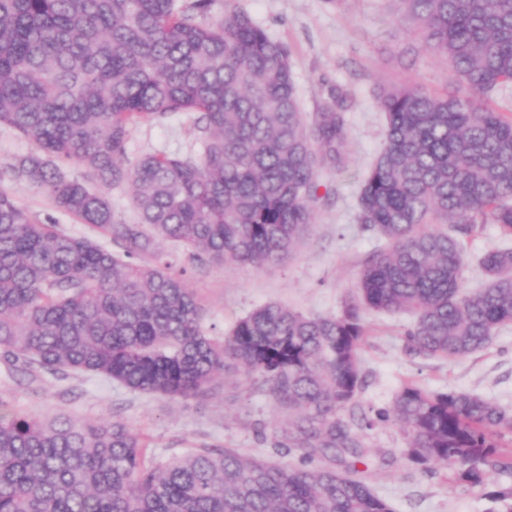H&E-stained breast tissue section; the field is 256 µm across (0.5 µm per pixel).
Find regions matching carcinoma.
<instances>
[{"mask_svg":"<svg viewBox=\"0 0 512 512\" xmlns=\"http://www.w3.org/2000/svg\"><path fill=\"white\" fill-rule=\"evenodd\" d=\"M218 0H0V126L35 153L7 166L54 207L110 236L44 223L0 186V360L32 378L101 376L132 392L207 396L244 370L288 413L272 448L297 465L203 447L166 464L120 421L32 418L0 398V512H394L359 476L366 437L394 418L417 463L472 485L512 473V411L464 391L404 384L391 408L365 410L364 313L407 314L415 355L460 359L512 324V246L477 257L482 288L463 287L467 244L493 224L512 241V114L489 103L512 85V0H396L413 47L461 89L396 85L377 97L386 129L365 173L357 222L384 240L357 297L314 317L280 305L238 319L221 339L163 241L193 257L249 265L288 258L314 223L319 169H345L342 95L307 116L291 51ZM197 114L202 153L131 162L132 128ZM77 164L124 186L139 223L67 176ZM512 512V486L491 495Z\"/></svg>","mask_w":512,"mask_h":512,"instance_id":"carcinoma-1","label":"carcinoma"}]
</instances>
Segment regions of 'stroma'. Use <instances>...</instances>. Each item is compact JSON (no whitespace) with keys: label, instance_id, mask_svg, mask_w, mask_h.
<instances>
[{"label":"stroma","instance_id":"obj_1","mask_svg":"<svg viewBox=\"0 0 512 512\" xmlns=\"http://www.w3.org/2000/svg\"><path fill=\"white\" fill-rule=\"evenodd\" d=\"M232 9L247 13L274 40L288 44L293 76L302 107L316 112L329 87L346 92L348 136L342 153L346 171L323 167L315 221L294 255L280 263L221 265L193 260L182 246L166 242L175 269L184 271L203 308L202 327L222 338L233 323L253 309L279 304L307 315L338 314L356 295L365 258L382 239L363 230L356 220L361 177L380 148L385 118L376 99L381 86L417 83L436 92H451L455 78L431 55L413 57L406 23L397 18L394 0H230ZM199 150L193 116L170 115L133 129L128 157L146 153L194 154ZM18 204L44 222L73 234L87 233L69 214L28 181L8 184ZM408 318L369 312V335L361 350L367 386L364 407L387 408L403 384L429 391H470L512 407V325L500 330L493 344L465 358L423 359L409 355L401 340ZM0 398L11 409L45 418L67 414L85 421L103 418L125 423L149 438L156 462L165 463L203 445L239 448L278 459L277 449L260 444L255 423L273 429L285 414L275 410L263 388L240 373L228 374L223 386L204 399H172L134 393L106 379L74 375L28 379L0 363ZM361 466L367 483L393 505L395 512H489V495L512 484V474L488 471L483 484L455 482L443 464L412 463L395 421L370 431Z\"/></svg>","mask_w":512,"mask_h":512}]
</instances>
